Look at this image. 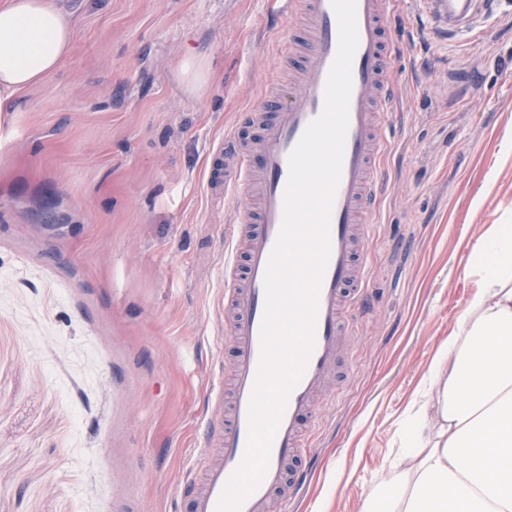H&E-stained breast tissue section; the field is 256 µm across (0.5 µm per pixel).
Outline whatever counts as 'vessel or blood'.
Masks as SVG:
<instances>
[{
    "instance_id": "b4317fda",
    "label": "vessel or blood",
    "mask_w": 512,
    "mask_h": 512,
    "mask_svg": "<svg viewBox=\"0 0 512 512\" xmlns=\"http://www.w3.org/2000/svg\"><path fill=\"white\" fill-rule=\"evenodd\" d=\"M436 28L449 40L476 41L485 21L507 0H429ZM279 11L296 27L281 39L279 58L297 62L288 91L269 89L256 108L240 117L253 127L252 142L227 134L210 169L208 187L223 186L234 206L222 228L224 293L220 304L232 314L228 334L236 353L230 389L216 387L204 413V447L180 484L188 512H218L230 476L247 451L249 409L261 363L260 331L265 314L264 276L283 221L288 157L308 124L324 108L325 84L338 48V21L330 0H279ZM391 0H357L359 46L352 65L342 174L330 216V256L318 294L312 354L291 391L273 440L267 471L240 512H270L300 501L309 474L288 464L310 453L311 416L325 395L334 368L366 305L369 255L382 159L389 145L391 115L398 96L393 84L396 55L389 18Z\"/></svg>"
}]
</instances>
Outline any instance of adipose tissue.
Listing matches in <instances>:
<instances>
[{
	"instance_id": "1",
	"label": "adipose tissue",
	"mask_w": 512,
	"mask_h": 512,
	"mask_svg": "<svg viewBox=\"0 0 512 512\" xmlns=\"http://www.w3.org/2000/svg\"><path fill=\"white\" fill-rule=\"evenodd\" d=\"M75 34L54 0H0V112L57 72ZM467 269L475 290L364 512H512V224L490 225Z\"/></svg>"
}]
</instances>
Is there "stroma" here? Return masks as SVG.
Masks as SVG:
<instances>
[{"label": "stroma", "mask_w": 512, "mask_h": 512, "mask_svg": "<svg viewBox=\"0 0 512 512\" xmlns=\"http://www.w3.org/2000/svg\"><path fill=\"white\" fill-rule=\"evenodd\" d=\"M59 71L0 114V512H179L216 360L211 146L287 88L277 0H56ZM396 0L399 113L369 244L371 294L312 424L297 512H361L430 360L471 296L485 225L512 220V14L447 45ZM205 48L217 75L187 91ZM181 69L184 74L194 70V76L197 81L203 82L204 84L209 83L211 77L210 66L207 63L206 58H204V54L199 50H194L185 56Z\"/></svg>", "instance_id": "1"}]
</instances>
